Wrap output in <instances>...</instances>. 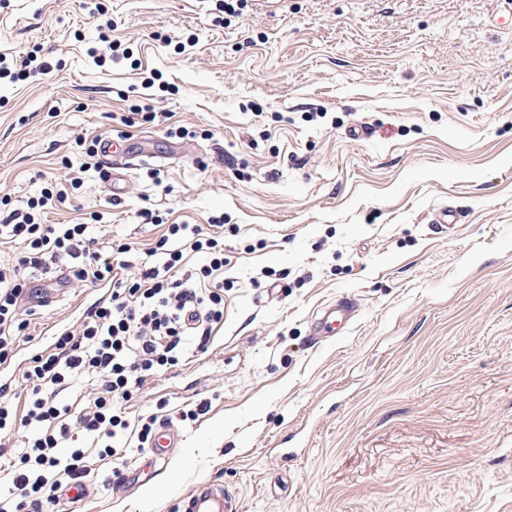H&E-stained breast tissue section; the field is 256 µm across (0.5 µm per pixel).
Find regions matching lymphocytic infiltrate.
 <instances>
[{
	"label": "lymphocytic infiltrate",
	"instance_id": "lymphocytic-infiltrate-1",
	"mask_svg": "<svg viewBox=\"0 0 512 512\" xmlns=\"http://www.w3.org/2000/svg\"><path fill=\"white\" fill-rule=\"evenodd\" d=\"M65 190L44 194L26 208L0 218V238L23 244L12 262L0 263V362L10 360L26 341L34 310L25 302L27 273L67 263L76 288L109 285L111 293L76 324L60 332L50 350L30 355L14 386L25 394L14 403L0 390V436L20 439L8 459L12 472L9 496H0V512H41L63 487L88 477L85 451L60 455L76 435L100 439V456L125 460L133 444H146L156 416L130 418L126 405L147 378L177 364L188 345L205 347L211 327L224 319V239L198 224H172L153 249L158 264L128 271L123 259L129 244L115 254L93 250L85 224H43L35 209L64 202ZM205 253L199 275L213 279L198 287L180 274L184 248ZM82 377L96 381L80 399L61 394Z\"/></svg>",
	"mask_w": 512,
	"mask_h": 512
}]
</instances>
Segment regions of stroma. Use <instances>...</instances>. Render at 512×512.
<instances>
[{"instance_id": "1", "label": "stroma", "mask_w": 512, "mask_h": 512, "mask_svg": "<svg viewBox=\"0 0 512 512\" xmlns=\"http://www.w3.org/2000/svg\"><path fill=\"white\" fill-rule=\"evenodd\" d=\"M112 41L129 59L94 64ZM32 50L49 72L0 84L8 209L66 190L41 222L136 263L167 225L224 231L223 324L132 406L179 448L119 492L141 454L80 437L75 512H179L200 479L239 512H512V0H242L228 22L220 0H0V55ZM149 75L157 118L126 128L116 200L77 142ZM343 297L353 324L316 342ZM356 308L350 298H342L328 306L314 324V336L327 338L336 328V322L347 324L353 321Z\"/></svg>"}]
</instances>
